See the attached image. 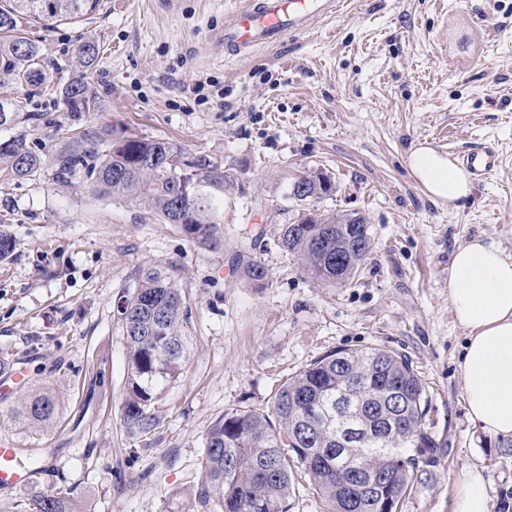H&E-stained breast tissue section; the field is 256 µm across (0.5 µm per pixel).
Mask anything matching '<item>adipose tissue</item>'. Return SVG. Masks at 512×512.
Listing matches in <instances>:
<instances>
[{
    "mask_svg": "<svg viewBox=\"0 0 512 512\" xmlns=\"http://www.w3.org/2000/svg\"><path fill=\"white\" fill-rule=\"evenodd\" d=\"M407 164L433 199L452 204L471 193L468 173L430 146L412 149ZM448 302L468 331L459 358L468 413L488 437L512 438V259L491 245L457 247L448 270ZM453 512H490L481 470L460 480Z\"/></svg>",
    "mask_w": 512,
    "mask_h": 512,
    "instance_id": "adipose-tissue-1",
    "label": "adipose tissue"
}]
</instances>
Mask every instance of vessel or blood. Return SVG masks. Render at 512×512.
I'll list each match as a JSON object with an SVG mask.
<instances>
[{
	"label": "vessel or blood",
	"mask_w": 512,
	"mask_h": 512,
	"mask_svg": "<svg viewBox=\"0 0 512 512\" xmlns=\"http://www.w3.org/2000/svg\"><path fill=\"white\" fill-rule=\"evenodd\" d=\"M326 9V0H248L224 27V48L238 52L262 44H274L288 34L303 30ZM464 166L475 179H482L499 164L495 150L486 147L468 153ZM20 451L12 443L0 442V487L24 488L32 473L18 465Z\"/></svg>",
	"instance_id": "1"
}]
</instances>
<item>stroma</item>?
I'll use <instances>...</instances> for the list:
<instances>
[{
	"label": "stroma",
	"mask_w": 512,
	"mask_h": 512,
	"mask_svg": "<svg viewBox=\"0 0 512 512\" xmlns=\"http://www.w3.org/2000/svg\"><path fill=\"white\" fill-rule=\"evenodd\" d=\"M240 0H103L72 21L29 20L48 85L19 95L0 74V100L20 97L0 140L29 147L66 139L60 88L85 73L104 103L108 134L174 140L221 164L219 242L102 192L56 177L53 161L25 180L0 175V229L14 249L0 261V359L46 388L57 417L25 429L0 416V440L38 470L32 491L0 489V512L28 493L69 492L86 512H198L209 426L235 409L272 412L278 389L336 349L384 347L423 380L425 426L438 446L420 464L399 512H452L470 469L487 481L491 512L512 505V447L468 416L458 358L467 332L448 303L453 252L472 242L512 258V0H346L275 45L233 54L220 43ZM99 48L92 67L80 44ZM428 144L450 159L494 148L499 166L467 198H430L407 166ZM329 175L318 209L363 215L372 252L352 282L314 279L279 243L302 208V171ZM267 270L246 279L238 261ZM172 265L191 322L179 379L158 424L127 433L121 420L126 350L116 305L141 268Z\"/></svg>",
	"instance_id": "1"
}]
</instances>
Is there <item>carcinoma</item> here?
Wrapping results in <instances>:
<instances>
[{"mask_svg":"<svg viewBox=\"0 0 512 512\" xmlns=\"http://www.w3.org/2000/svg\"><path fill=\"white\" fill-rule=\"evenodd\" d=\"M0 5V73L22 90L49 80L40 64V46L13 36L28 18L74 19L97 11L100 0H3ZM61 103L74 124L82 125L55 149L58 175L78 173L105 191L137 202L169 224H180L192 238L217 239L212 196L206 187H224L217 163L189 159L182 145L135 135L109 139L90 117L103 100L84 75L61 88ZM42 155L26 138L0 141V168L17 180L42 169ZM314 188L316 200L332 190L318 171L294 185ZM281 245L297 255L315 279L346 284L371 252L365 219L307 210L282 225ZM117 316L127 351L121 419L133 435L151 432L156 409L179 378L189 346L190 321L184 299L168 269L148 267L134 288L120 296ZM425 385L407 359L380 347L333 350L300 369L279 389L274 416L237 409L218 418L204 439L202 478L196 499L201 512H288L293 469L302 470L325 504V512H398L411 488L418 458L438 447L424 427ZM58 403L36 390L5 413L29 427L48 426ZM388 473L380 496L362 489L375 474ZM21 512H84L67 493L27 498Z\"/></svg>","mask_w":512,"mask_h":512,"instance_id":"1","label":"carcinoma"}]
</instances>
